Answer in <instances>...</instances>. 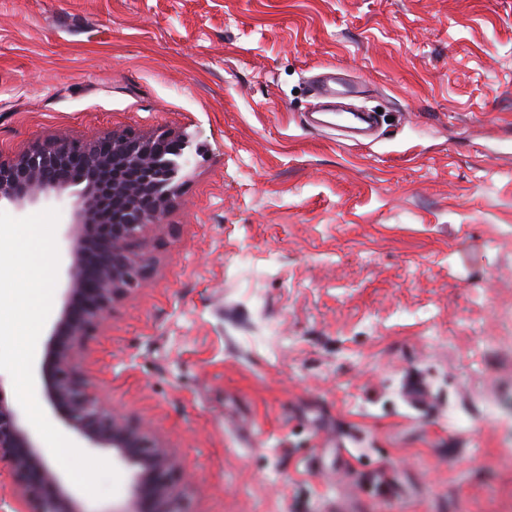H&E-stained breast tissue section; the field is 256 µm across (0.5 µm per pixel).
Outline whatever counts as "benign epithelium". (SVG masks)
<instances>
[{"label":"benign epithelium","instance_id":"obj_1","mask_svg":"<svg viewBox=\"0 0 512 512\" xmlns=\"http://www.w3.org/2000/svg\"><path fill=\"white\" fill-rule=\"evenodd\" d=\"M161 141L174 143L179 155L185 148L181 139L147 138L127 129L92 140L47 141L0 159V202L23 209L51 198L71 200L62 305L37 380L68 432L89 448L112 451L133 470L125 512H187L173 488L175 463L157 441L100 399L74 360L113 302L144 279V232L162 223L178 192L179 165L163 159ZM2 457L21 478L13 512H79L5 398L0 377Z\"/></svg>","mask_w":512,"mask_h":512}]
</instances>
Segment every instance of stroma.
Returning <instances> with one entry per match:
<instances>
[{"mask_svg":"<svg viewBox=\"0 0 512 512\" xmlns=\"http://www.w3.org/2000/svg\"><path fill=\"white\" fill-rule=\"evenodd\" d=\"M122 129L180 190L76 364L189 512H512V0H0V157Z\"/></svg>","mask_w":512,"mask_h":512,"instance_id":"stroma-1","label":"stroma"}]
</instances>
